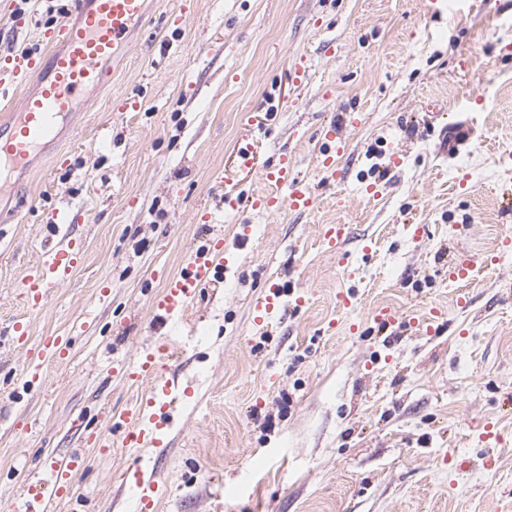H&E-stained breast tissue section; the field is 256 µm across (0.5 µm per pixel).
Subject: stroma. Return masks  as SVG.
Instances as JSON below:
<instances>
[{"label":"stroma","mask_w":512,"mask_h":512,"mask_svg":"<svg viewBox=\"0 0 512 512\" xmlns=\"http://www.w3.org/2000/svg\"><path fill=\"white\" fill-rule=\"evenodd\" d=\"M152 0L146 24L37 156L0 211V504L31 471L84 466L55 512H121L124 470L155 468V512H501L512 496V0ZM72 0H0V58L41 49ZM304 60L305 84L292 63ZM140 104L118 111L121 100ZM359 121L343 125L344 115ZM347 149L323 181L320 131ZM251 147L252 167L239 150ZM290 154L320 204L259 212L262 169ZM401 162L390 166L391 154ZM380 194L367 200L364 187ZM241 205L225 211V196ZM70 210L76 227L54 222ZM345 224L340 254L318 227ZM229 248L186 311L169 364L191 397L165 447L102 452L88 434L141 392L116 369L164 334L152 299L214 231ZM81 263L30 310L24 278L66 235ZM483 258L467 306L442 281L447 249ZM291 284L272 335L253 303ZM354 294L341 310L338 292ZM410 319L440 309L433 331ZM68 336L25 384L11 325ZM496 424L489 449L478 434ZM493 456L485 468V456Z\"/></svg>","instance_id":"35a3bbf8"}]
</instances>
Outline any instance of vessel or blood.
<instances>
[{"label":"vessel or blood","mask_w":512,"mask_h":512,"mask_svg":"<svg viewBox=\"0 0 512 512\" xmlns=\"http://www.w3.org/2000/svg\"><path fill=\"white\" fill-rule=\"evenodd\" d=\"M147 16L148 0H72L69 19L45 32L44 49L15 58L13 70L22 99L8 121L0 124V196L10 193L17 174L27 171L36 155L57 140L58 121L72 111L77 97L110 80L111 61L127 49L131 32L141 27ZM322 135L326 148L320 157V171L325 180L332 181L337 174L336 159L344 154L346 144L336 126L323 128ZM262 178L274 190L252 197V209L299 214L317 209L319 197L310 183L298 179L291 157H281L275 167L263 170ZM226 250L223 235H215L205 248L190 256L184 269L169 279L154 298L153 307L167 324L168 333L123 371L131 384L148 385V393L127 404L114 417L111 433L95 435V444L101 451L110 450L111 434L115 431L120 433L123 446L163 447L168 419L177 401V390L167 376L170 351L177 344L185 309L203 288L214 282ZM81 259V251L73 241L58 244L23 282L31 308H43L51 288ZM477 265L474 257L463 255L449 266L443 285L457 290L458 303H465L466 296L459 288L474 278ZM281 292V284L275 283L258 298L254 306L256 324L272 320L279 309ZM13 334L17 344L26 348L27 381L39 377L43 364L60 362L69 353V339L62 335L48 334L36 346H28L25 322H15ZM82 466L81 457L64 456L33 476L29 486L34 494L28 499L26 512H54L56 504L71 498L73 478ZM123 488L136 512H154L155 499L161 491L154 473L135 470Z\"/></svg>","instance_id":"obj_1"}]
</instances>
